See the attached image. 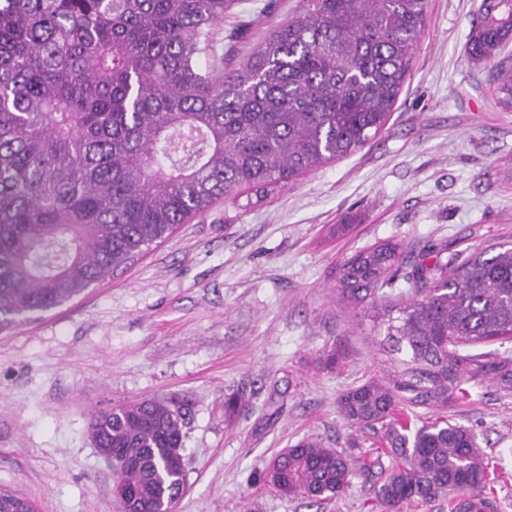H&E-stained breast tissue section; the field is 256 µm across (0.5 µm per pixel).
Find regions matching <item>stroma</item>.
I'll return each instance as SVG.
<instances>
[{"mask_svg":"<svg viewBox=\"0 0 512 512\" xmlns=\"http://www.w3.org/2000/svg\"><path fill=\"white\" fill-rule=\"evenodd\" d=\"M480 0H427L413 68L383 131L362 149L247 204L218 200L164 243L76 299L0 332V488L38 512H116L112 465L94 447V413L184 397L186 491L176 512H373L393 462L380 437L350 427L336 400L381 373L386 330L370 302L343 301L338 267L393 240L403 255L381 296L400 301L423 247L465 259L512 239V110L491 63L465 48ZM302 0H235L220 51L249 55ZM346 352L330 368L331 345ZM448 409L494 471L486 494L512 512V393L466 382ZM245 398L227 414L224 402ZM304 438L347 451V490L319 503L261 480Z\"/></svg>","mask_w":512,"mask_h":512,"instance_id":"1","label":"stroma"}]
</instances>
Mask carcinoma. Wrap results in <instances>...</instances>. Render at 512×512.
<instances>
[{"mask_svg": "<svg viewBox=\"0 0 512 512\" xmlns=\"http://www.w3.org/2000/svg\"><path fill=\"white\" fill-rule=\"evenodd\" d=\"M233 0H0V330L80 296L171 236L215 201L245 189L261 199L347 157L385 127L410 75L426 0H303L226 69L214 28ZM512 42V0H481L468 55ZM512 109V65L494 66ZM420 262L413 291L374 313L386 325L394 374L338 396L339 414L378 428L400 460L377 507L428 506L449 491L482 493L487 465L475 436L450 417L415 429L398 407L444 410L475 376L512 392V357L459 347L512 341V242L460 263ZM401 257L385 241L339 266V291L367 298ZM187 402L144 400L97 412L91 438L112 449L114 484L132 512H174L186 480ZM354 476L344 452L304 440L263 479L279 496L313 502ZM0 512H36L0 488Z\"/></svg>", "mask_w": 512, "mask_h": 512, "instance_id": "obj_1", "label": "carcinoma"}]
</instances>
